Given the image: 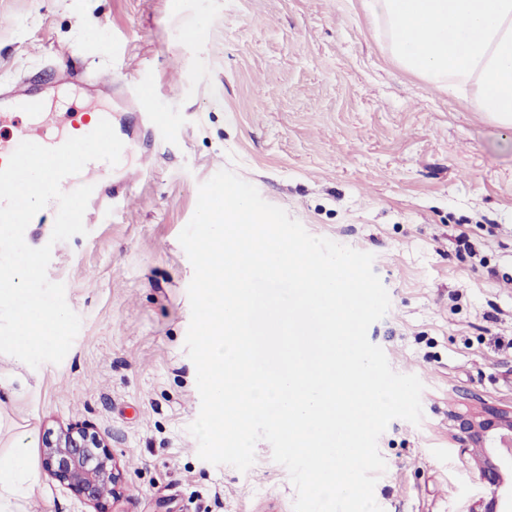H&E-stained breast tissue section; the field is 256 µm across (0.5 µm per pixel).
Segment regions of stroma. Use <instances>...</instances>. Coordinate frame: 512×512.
<instances>
[{"instance_id": "1", "label": "stroma", "mask_w": 512, "mask_h": 512, "mask_svg": "<svg viewBox=\"0 0 512 512\" xmlns=\"http://www.w3.org/2000/svg\"><path fill=\"white\" fill-rule=\"evenodd\" d=\"M123 78L125 125L159 113L113 180L128 200L51 243L81 328L61 363L0 354V453L27 447L12 512H95L44 470L41 438L103 437L121 512H293L286 468L258 442L241 472L197 455L187 355L192 265L178 241L222 169L313 236L372 253L391 306L369 340L424 385L423 419L392 421L374 490L383 512H463L483 494L448 411L512 406V129L403 71L361 0H0V81L32 78L49 116L87 103L53 69Z\"/></svg>"}]
</instances>
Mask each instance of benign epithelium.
Wrapping results in <instances>:
<instances>
[{
  "instance_id": "1",
  "label": "benign epithelium",
  "mask_w": 512,
  "mask_h": 512,
  "mask_svg": "<svg viewBox=\"0 0 512 512\" xmlns=\"http://www.w3.org/2000/svg\"><path fill=\"white\" fill-rule=\"evenodd\" d=\"M448 433L462 446L485 492L467 512H512V486L505 487L503 470L512 467V408L479 411L448 410ZM48 475L71 490L95 512H103L105 494L121 498L123 472L105 440L83 427L47 431L41 444Z\"/></svg>"
}]
</instances>
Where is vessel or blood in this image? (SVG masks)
Instances as JSON below:
<instances>
[{
	"mask_svg": "<svg viewBox=\"0 0 512 512\" xmlns=\"http://www.w3.org/2000/svg\"><path fill=\"white\" fill-rule=\"evenodd\" d=\"M44 100L35 85L17 81L11 86L0 88V122L16 117V131L12 137L0 136V166L4 165L18 145L24 141L49 142L56 147L68 138L85 135L89 127L98 125L104 114L91 107H72L62 115V130L55 138H47L40 117ZM108 164L104 161H92L74 176L61 182L63 191L70 192L82 185L92 186L93 192L89 205L93 208L111 206L114 199L123 197L126 186L121 182H109L103 177Z\"/></svg>",
	"mask_w": 512,
	"mask_h": 512,
	"instance_id": "vessel-or-blood-1",
	"label": "vessel or blood"
}]
</instances>
